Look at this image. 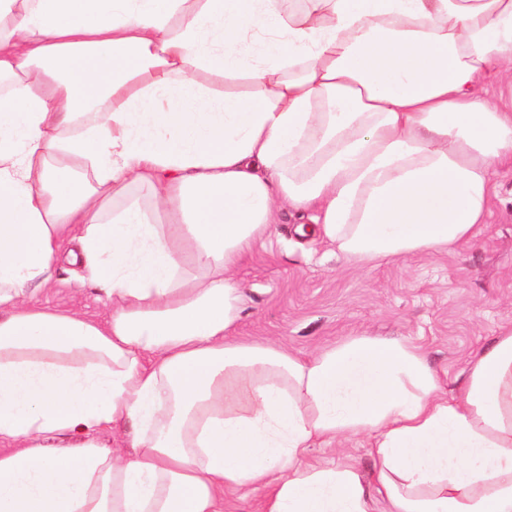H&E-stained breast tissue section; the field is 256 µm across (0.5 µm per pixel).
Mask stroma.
I'll return each instance as SVG.
<instances>
[{
    "label": "stroma",
    "mask_w": 512,
    "mask_h": 512,
    "mask_svg": "<svg viewBox=\"0 0 512 512\" xmlns=\"http://www.w3.org/2000/svg\"><path fill=\"white\" fill-rule=\"evenodd\" d=\"M486 224L448 249L355 263L318 225L280 213L270 238L236 271L244 310L237 335L281 342L301 355L349 336L409 339L448 379L499 328L512 326V166L492 177ZM86 271L59 272L39 294L53 309L104 318L108 307L83 286Z\"/></svg>",
    "instance_id": "1"
}]
</instances>
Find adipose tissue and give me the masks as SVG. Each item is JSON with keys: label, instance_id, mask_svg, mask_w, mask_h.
<instances>
[{"label": "adipose tissue", "instance_id": "obj_1", "mask_svg": "<svg viewBox=\"0 0 512 512\" xmlns=\"http://www.w3.org/2000/svg\"><path fill=\"white\" fill-rule=\"evenodd\" d=\"M0 80V512H512V327L452 394L403 340L232 335L282 209L359 261L485 222L512 0H0ZM62 256L106 319L37 301ZM357 438L372 479L312 455ZM265 490H256L246 497L233 498L224 504V512H261Z\"/></svg>", "mask_w": 512, "mask_h": 512}]
</instances>
